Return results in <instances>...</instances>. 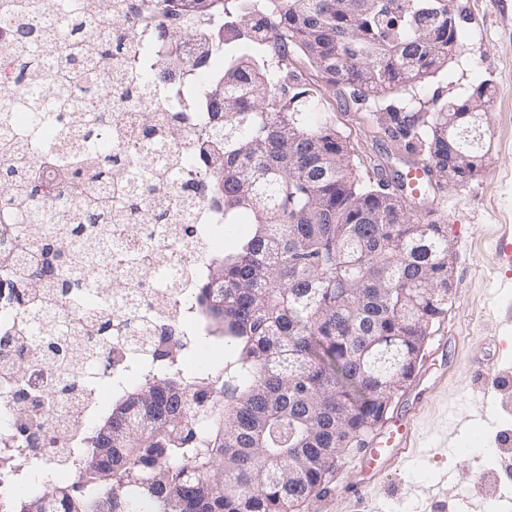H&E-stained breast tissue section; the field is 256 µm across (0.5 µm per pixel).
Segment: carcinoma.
<instances>
[{
  "label": "carcinoma",
  "instance_id": "cac0c4a2",
  "mask_svg": "<svg viewBox=\"0 0 512 512\" xmlns=\"http://www.w3.org/2000/svg\"><path fill=\"white\" fill-rule=\"evenodd\" d=\"M149 0L159 20L151 45L140 50L152 68L151 46L178 48L205 35L196 55L174 57L144 92L161 95L193 72L211 79L202 127L192 145L202 155L214 196L224 200L226 224L249 231L208 260L206 277L192 288L198 322L152 323L145 311L137 330L147 337L155 372L123 391L108 418L81 431V467L56 471L42 485L28 479V459L0 450V474L14 490L0 496V512H291L325 489L345 449L368 437L409 382L431 326L448 312L454 250L446 227L416 217L404 194L385 179H360L347 138L316 93L288 71L298 48L331 83L353 96L429 82L448 65L461 38L453 0ZM49 28L32 21L34 0H0V24L13 27L14 74L22 87L14 125L0 140V237L34 238L23 263L0 253V278L14 286L23 312L66 303L89 316L96 336L112 335L106 289L125 280L112 268L113 170L124 159L96 146L112 135V100L103 85L84 90L82 139L72 140V88L84 79V61L128 56L123 38L97 41L84 26L81 0H50ZM63 39L67 52L43 70L46 45ZM489 84L435 112L410 98L379 113L377 123L423 156L434 185L461 184L481 170L485 136L467 112L480 107ZM56 129L49 141L44 130ZM44 157L64 172L77 204L50 208L55 219L40 228L25 222L28 209L50 198L40 173L26 159ZM105 184L85 190V174ZM158 168L144 166L125 181L118 206L129 214L142 205L141 182ZM64 329L49 340L58 369L55 391L69 393L110 368L106 352L90 346L89 367L76 365ZM224 348L198 371L185 373L181 358L202 342ZM12 368L24 375L25 357L14 339ZM15 437L35 438L30 394L9 395Z\"/></svg>",
  "mask_w": 512,
  "mask_h": 512
}]
</instances>
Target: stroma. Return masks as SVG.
Here are the masks:
<instances>
[{
	"instance_id": "35a3bbf8",
	"label": "stroma",
	"mask_w": 512,
	"mask_h": 512,
	"mask_svg": "<svg viewBox=\"0 0 512 512\" xmlns=\"http://www.w3.org/2000/svg\"><path fill=\"white\" fill-rule=\"evenodd\" d=\"M454 7L462 36L447 67L428 83L379 100H354L301 52L288 57L289 69L318 92L321 111L347 137L360 178L380 172L393 184L416 156L373 122L376 112L412 97L429 105L462 99L486 80L495 87L483 107L490 151L482 171L413 207L447 225L455 252L448 312L433 325L418 359L435 383L419 411L417 445L360 499L346 486L361 451L347 449L324 492L298 512H492L498 497H512V481L496 451L502 434L512 433V392L501 387L512 379V271L502 266L497 250L505 225H512V0H454ZM446 336L455 343L443 372L430 359ZM482 351L496 362L494 379L473 369Z\"/></svg>"
}]
</instances>
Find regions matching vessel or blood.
Segmentation results:
<instances>
[{
	"label": "vessel or blood",
	"instance_id": "obj_1",
	"mask_svg": "<svg viewBox=\"0 0 512 512\" xmlns=\"http://www.w3.org/2000/svg\"><path fill=\"white\" fill-rule=\"evenodd\" d=\"M427 391L424 380H417L406 409L397 412L390 419L386 431L371 442V462L362 466L355 474L351 484L353 492L359 495L364 494L407 457L416 440L414 422L417 417V407Z\"/></svg>",
	"mask_w": 512,
	"mask_h": 512
}]
</instances>
